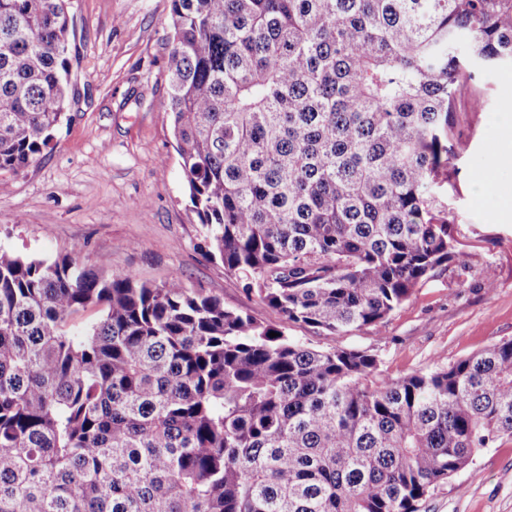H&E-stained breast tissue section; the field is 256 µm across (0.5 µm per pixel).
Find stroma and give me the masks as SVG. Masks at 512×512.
Here are the masks:
<instances>
[{
	"instance_id": "1",
	"label": "stroma",
	"mask_w": 512,
	"mask_h": 512,
	"mask_svg": "<svg viewBox=\"0 0 512 512\" xmlns=\"http://www.w3.org/2000/svg\"><path fill=\"white\" fill-rule=\"evenodd\" d=\"M71 12L68 119L29 166L0 172V247L69 256L152 283L176 273L187 286L223 298L225 307L268 320L267 308L208 256L206 231L190 210L165 107L170 0H71ZM455 111L448 211L471 261L466 280L453 267L440 272L378 331L327 336L294 324L290 337L323 350H371L392 377L512 339V208L493 206L474 189L478 173L495 167L512 87L497 70L464 81ZM486 267L495 272L490 287L481 277ZM420 512H512V442L483 449L431 491Z\"/></svg>"
}]
</instances>
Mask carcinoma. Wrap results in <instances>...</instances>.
<instances>
[{
	"mask_svg": "<svg viewBox=\"0 0 512 512\" xmlns=\"http://www.w3.org/2000/svg\"><path fill=\"white\" fill-rule=\"evenodd\" d=\"M68 5L0 0V171L66 119ZM170 19L191 211L270 320L177 273L0 248V512H419L512 440V339L392 378L287 329L378 330L467 269L448 132L460 79L512 64V0H171Z\"/></svg>",
	"mask_w": 512,
	"mask_h": 512,
	"instance_id": "1",
	"label": "carcinoma"
}]
</instances>
